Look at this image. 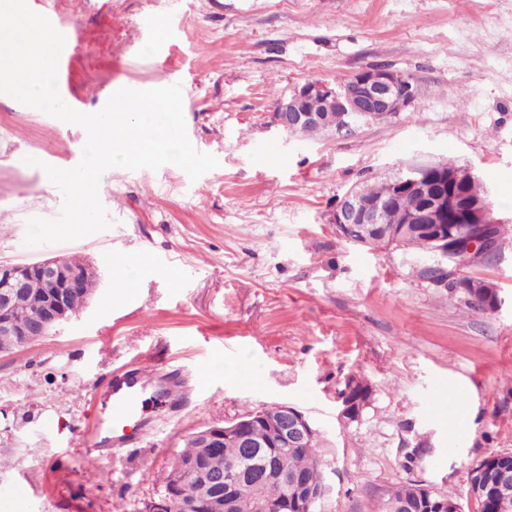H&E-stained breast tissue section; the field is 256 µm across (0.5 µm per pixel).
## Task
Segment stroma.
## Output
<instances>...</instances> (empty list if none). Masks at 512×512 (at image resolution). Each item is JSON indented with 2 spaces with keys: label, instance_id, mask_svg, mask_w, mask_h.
<instances>
[{
  "label": "stroma",
  "instance_id": "obj_1",
  "mask_svg": "<svg viewBox=\"0 0 512 512\" xmlns=\"http://www.w3.org/2000/svg\"><path fill=\"white\" fill-rule=\"evenodd\" d=\"M27 3L73 31L70 107L97 112L107 89H155L168 74L191 144L219 165L194 181L172 164L109 169L110 228L30 248L28 220L63 203L43 167H75L87 133L0 94V261L76 254L100 271L59 331L0 353V489L39 486L0 512H142L188 436L273 405L319 432L325 512H376L412 479L463 491L480 460L512 455V239L497 264L465 270L499 290L501 308L486 313L418 279L402 250L346 242L330 221L350 189L448 159L512 219V0ZM150 23L174 28L156 53ZM370 67L415 77V107L349 137L272 124L274 102L304 83ZM108 255L141 259L132 293H116ZM129 363L182 370L185 406L156 409L164 428L134 435L132 454L89 457L86 433L109 415L93 397ZM350 376L373 399L347 426ZM417 446L426 454L411 470Z\"/></svg>",
  "mask_w": 512,
  "mask_h": 512
}]
</instances>
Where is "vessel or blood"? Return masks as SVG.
Here are the masks:
<instances>
[{
  "label": "vessel or blood",
  "mask_w": 512,
  "mask_h": 512,
  "mask_svg": "<svg viewBox=\"0 0 512 512\" xmlns=\"http://www.w3.org/2000/svg\"><path fill=\"white\" fill-rule=\"evenodd\" d=\"M157 384L159 403L174 402L180 387L178 376H168L142 368L117 367L112 371V383L107 394L110 417L101 422L87 440V447L109 455L118 454L127 442V430L156 429L157 424L147 414L149 384Z\"/></svg>",
  "instance_id": "1"
}]
</instances>
